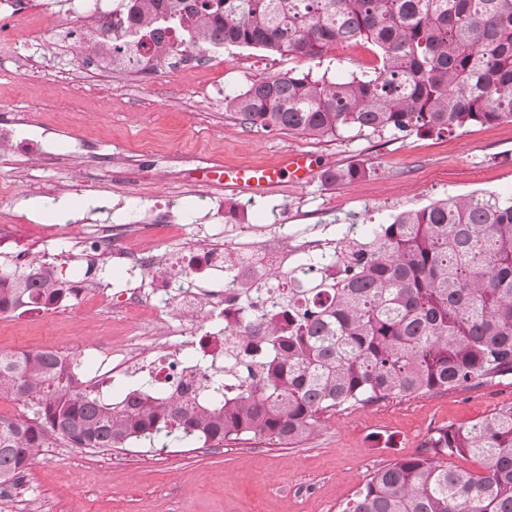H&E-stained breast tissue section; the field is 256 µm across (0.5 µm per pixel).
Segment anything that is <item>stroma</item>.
Instances as JSON below:
<instances>
[{
	"instance_id": "1",
	"label": "stroma",
	"mask_w": 512,
	"mask_h": 512,
	"mask_svg": "<svg viewBox=\"0 0 512 512\" xmlns=\"http://www.w3.org/2000/svg\"><path fill=\"white\" fill-rule=\"evenodd\" d=\"M87 0H43L41 37L13 42L0 54V123L15 135L0 157V253L63 250L58 275L91 274L113 303L131 276L107 256L87 262L80 233L124 224L132 247L157 211L199 234L231 225L229 207L254 238L291 235L317 225L321 247L348 224H385L397 212L450 194L512 192V123L470 126L445 136L397 138L345 131L316 140L249 128L224 110L225 94L273 73L336 76L372 73L368 43L332 48L323 58L261 49L210 50L180 75L164 68L104 85L78 68L56 17L87 22ZM305 151L320 168L352 163L369 176L349 185L282 183L261 196L208 183L210 168L274 165ZM81 202L78 211L68 202ZM126 329L92 304L53 314L0 315V349L55 348L88 362L98 341H122ZM512 403V378L482 387L352 406L323 418L314 436L282 447L256 438L216 448L174 442L156 451L142 442L112 450L60 443L36 459V480L14 489L0 512H341L369 475L415 453L437 427L465 426Z\"/></svg>"
}]
</instances>
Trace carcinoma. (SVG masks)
I'll use <instances>...</instances> for the list:
<instances>
[{
    "label": "carcinoma",
    "instance_id": "obj_1",
    "mask_svg": "<svg viewBox=\"0 0 512 512\" xmlns=\"http://www.w3.org/2000/svg\"><path fill=\"white\" fill-rule=\"evenodd\" d=\"M97 48L120 67L155 68L172 53L226 45L322 58L367 42L373 74L331 81L278 73L224 96L241 124L312 139L355 129L400 137L512 123V0H121ZM362 164L326 169L352 184ZM293 272L288 308L231 379L199 395L138 387L118 403L88 391L74 359L0 350V399L31 415L0 416V484L43 448H125L147 441L207 446L251 438L294 445L329 412L492 384L512 375V196L449 195L344 236ZM67 288L34 262L0 264V314L25 313ZM469 456L475 473L444 458ZM342 512H512V404L468 426L439 427L420 450L370 474Z\"/></svg>",
    "mask_w": 512,
    "mask_h": 512
}]
</instances>
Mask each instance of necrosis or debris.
Wrapping results in <instances>:
<instances>
[{"label":"necrosis or debris","mask_w":512,"mask_h":512,"mask_svg":"<svg viewBox=\"0 0 512 512\" xmlns=\"http://www.w3.org/2000/svg\"><path fill=\"white\" fill-rule=\"evenodd\" d=\"M249 245L247 255L265 265L283 268L290 255L308 252L306 233L293 241L268 238L251 241L252 225H238ZM224 227L212 225L203 238H188L179 250L161 252L146 246L131 249L124 225L110 224L88 237L90 255H111L131 270L147 272L155 292L138 288L127 291L124 306L113 308L116 318L128 309H140L129 336L122 344L99 350L97 366L106 372L136 376L149 373L158 390L185 388L198 393L225 366L236 363L243 349L237 329L241 283L251 273L247 265L225 259ZM219 313L222 326H205V314Z\"/></svg>","instance_id":"necrosis-or-debris-1"}]
</instances>
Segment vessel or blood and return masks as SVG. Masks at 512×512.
I'll use <instances>...</instances> for the list:
<instances>
[{"label": "vessel or blood", "mask_w": 512, "mask_h": 512, "mask_svg": "<svg viewBox=\"0 0 512 512\" xmlns=\"http://www.w3.org/2000/svg\"><path fill=\"white\" fill-rule=\"evenodd\" d=\"M317 168V162L311 154L295 151L274 166L214 167L209 170L207 179L227 189L263 194L285 181L299 185L308 184L316 176Z\"/></svg>", "instance_id": "b4317fda"}]
</instances>
